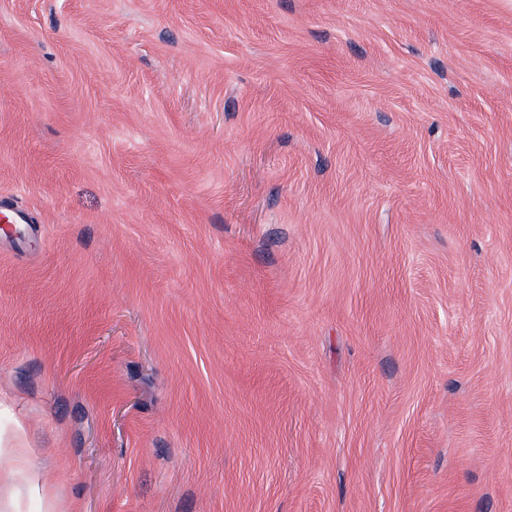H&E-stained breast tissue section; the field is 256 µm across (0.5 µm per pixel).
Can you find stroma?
Instances as JSON below:
<instances>
[{"label":"stroma","instance_id":"1","mask_svg":"<svg viewBox=\"0 0 512 512\" xmlns=\"http://www.w3.org/2000/svg\"><path fill=\"white\" fill-rule=\"evenodd\" d=\"M0 512H512V0H0Z\"/></svg>","mask_w":512,"mask_h":512}]
</instances>
